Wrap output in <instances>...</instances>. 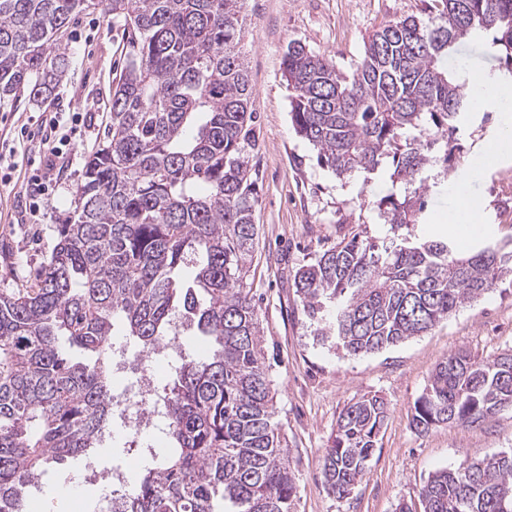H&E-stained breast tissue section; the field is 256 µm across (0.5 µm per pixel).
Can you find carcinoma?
<instances>
[{
  "mask_svg": "<svg viewBox=\"0 0 512 512\" xmlns=\"http://www.w3.org/2000/svg\"><path fill=\"white\" fill-rule=\"evenodd\" d=\"M242 2L105 0L126 38L110 127L35 287L0 293V512H28V488L52 464L95 452L111 429L116 323L149 355L179 314L207 349L159 387L168 448L132 478L119 512H292L295 477L246 283L259 171ZM96 5L0 0V101L49 91L64 68L62 33ZM432 9L429 24L408 16L375 31L349 74L300 41L282 59L292 128L318 164L340 180L391 166V190L375 204L393 236H345L293 276L316 341L349 357L421 336L512 276V250L461 256L445 235L412 234L427 182L456 177V134L476 111L466 65L444 58L489 34L504 65L497 81L512 84V0H433ZM67 343L92 361L73 360ZM506 408L511 355L451 354L411 425L422 435ZM386 418L376 394L343 409L321 467L334 496L361 481ZM421 503L422 512H512V453L436 471Z\"/></svg>",
  "mask_w": 512,
  "mask_h": 512,
  "instance_id": "cac0c4a2",
  "label": "carcinoma"
}]
</instances>
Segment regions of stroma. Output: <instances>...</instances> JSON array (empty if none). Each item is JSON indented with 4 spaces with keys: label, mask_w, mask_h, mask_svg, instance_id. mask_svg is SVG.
<instances>
[{
    "label": "stroma",
    "mask_w": 512,
    "mask_h": 512,
    "mask_svg": "<svg viewBox=\"0 0 512 512\" xmlns=\"http://www.w3.org/2000/svg\"><path fill=\"white\" fill-rule=\"evenodd\" d=\"M431 0H246L242 15L245 54L254 91L258 143L253 161L259 170L255 221L259 243L247 282L263 328V347L276 389L277 419L296 478L293 512H398L400 504L419 506L429 475L457 469L463 462L512 451V409L469 426L453 423L418 434L410 422L413 406L437 363L464 351L491 359L512 351V279L495 282L479 301L460 308L430 333L357 357H339L317 343L292 286L300 264L331 246L344 233L383 234L373 206L390 184L388 173L338 180L316 162L298 138L289 116V91L282 57L290 41L303 42L351 71L372 34L390 21L428 19ZM66 65L51 92H21L0 104V146H18L23 134L39 133L54 113L86 114L53 169H45L36 150L6 157L0 167V293L32 285L58 241V228L72 209L89 156L102 142L110 121L112 85L124 65L122 27L102 9L72 20L61 38ZM466 63L470 73L498 74L500 61L488 36L469 39L448 56L447 65ZM501 125V114L487 106L467 115L457 134L464 176L448 188L430 187L426 221L415 231L423 237L453 232L446 217L456 194L486 203L480 232L470 249L512 240V157L479 167L483 144ZM39 175L49 186L36 195L28 179ZM40 210L30 216L32 196ZM381 396L388 408L378 445L359 484L346 498L328 493L321 463L336 435L343 408L362 396ZM123 428H113L97 457L100 465L121 461L144 468L151 462L147 439L127 447ZM73 488L83 512H97L106 491L86 480L82 462L55 466L42 498L58 501L59 485Z\"/></svg>",
    "instance_id": "stroma-1"
}]
</instances>
